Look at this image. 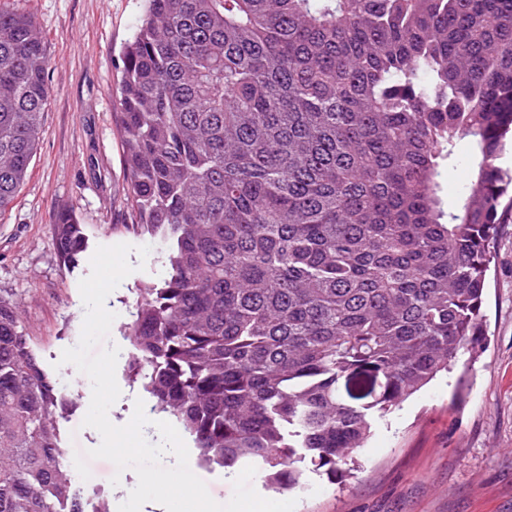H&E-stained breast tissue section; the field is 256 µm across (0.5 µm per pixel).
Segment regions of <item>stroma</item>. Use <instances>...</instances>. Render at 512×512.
<instances>
[{
  "label": "stroma",
  "mask_w": 512,
  "mask_h": 512,
  "mask_svg": "<svg viewBox=\"0 0 512 512\" xmlns=\"http://www.w3.org/2000/svg\"><path fill=\"white\" fill-rule=\"evenodd\" d=\"M33 15L49 59L51 95L30 175L0 215V298L18 302L21 326L46 371L69 401L61 421L68 456L92 449L96 431L83 426L92 384L62 362L81 335L85 307L79 283L91 273L93 250L125 243L133 268L108 296L114 312L105 346H117L115 375L145 407L153 400L132 382V346L124 334L135 290L164 269L159 241L127 230L135 213L127 199L120 117L115 106L120 52L131 37L141 0H0ZM67 211L84 224L88 251L60 259L50 223ZM486 347L464 376L439 378L378 422L342 476L307 475L305 492L264 490L268 499H295V512H512V223L499 225L484 304ZM88 493L107 492L111 508L128 497L133 469L105 459L88 462ZM126 490L112 493L114 475Z\"/></svg>",
  "instance_id": "stroma-1"
}]
</instances>
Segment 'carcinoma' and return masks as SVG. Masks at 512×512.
I'll return each instance as SVG.
<instances>
[{
    "instance_id": "carcinoma-1",
    "label": "carcinoma",
    "mask_w": 512,
    "mask_h": 512,
    "mask_svg": "<svg viewBox=\"0 0 512 512\" xmlns=\"http://www.w3.org/2000/svg\"><path fill=\"white\" fill-rule=\"evenodd\" d=\"M118 95L137 237L130 372L209 468L275 490L341 471L372 421L483 349L512 176V0H145ZM35 17L0 9V212L50 94ZM475 154L445 206L440 169ZM63 262L87 248L52 219ZM68 406L0 298V512H110L66 461Z\"/></svg>"
}]
</instances>
